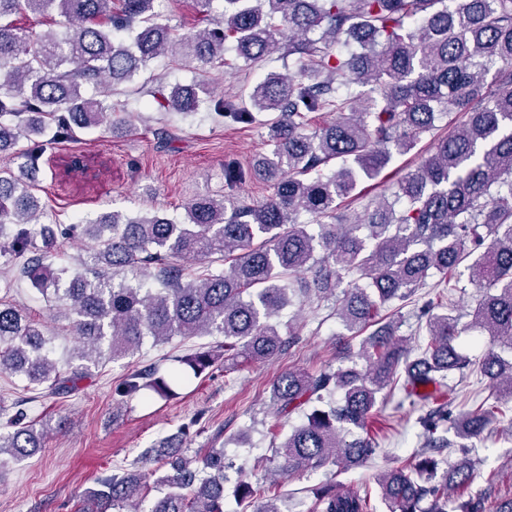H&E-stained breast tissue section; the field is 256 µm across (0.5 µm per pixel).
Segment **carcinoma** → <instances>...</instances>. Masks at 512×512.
I'll list each match as a JSON object with an SVG mask.
<instances>
[{"mask_svg":"<svg viewBox=\"0 0 512 512\" xmlns=\"http://www.w3.org/2000/svg\"><path fill=\"white\" fill-rule=\"evenodd\" d=\"M215 1L218 18L211 17ZM154 2L0 0V153L21 159L0 171V264L71 318L79 336L72 350L79 364L61 368L39 324L0 300V372L23 374L31 390L44 385L50 395H67L104 363L135 358L145 340L158 345L175 336L220 338L182 359L196 375L221 351L234 368L266 361L286 345L279 316L299 293L318 303L336 299L345 327L368 333L357 352L366 368L277 378L273 400L286 418L339 394L279 444L280 477L371 457V439L348 442L344 434L367 428L388 387L425 408L418 423L426 447H449L450 423L464 439L480 436L500 420L498 402L475 400L454 415L449 380L476 369L512 395V359L493 348L475 365L463 356L457 319L441 295L417 312L428 339L415 351L381 312L437 275L452 295L464 264L483 290L472 326L512 350V0H191L206 26L187 36L163 22ZM50 8L64 31L34 35L12 19ZM228 50L248 68L277 53L284 62L295 58L298 70L271 71L227 98L214 95L204 76L148 93L160 112L206 106L237 124L277 113L267 123L269 150L253 165L274 192L259 203L239 197L245 171L228 164L224 195L189 200L181 219L114 211L70 225L87 243L86 257L78 268L53 264L57 234L41 223L32 193L46 131L66 141L78 129H121L130 121L117 118L116 86L135 82L161 57L201 68L221 60L232 69ZM360 84L370 91L357 99L345 93ZM315 112L335 118L315 125ZM453 112L464 120L435 134L438 117ZM428 137L429 154L387 185L390 195L374 209L336 215L358 199L362 181L377 179L394 156ZM21 140L26 148L17 151ZM215 259L228 267L211 269ZM345 277L351 284L338 299ZM146 390L166 398L171 386L152 368L132 367L117 395L126 401ZM47 429L17 412L0 428V462L35 454ZM188 452L169 438L138 456L141 464L155 454L170 465L155 479L160 495L149 508L146 475L123 472L98 479L85 512H224V449ZM438 465L424 456L411 470L381 473L389 512H483L479 500L448 498V487L471 481L470 459L440 479ZM371 510L368 490L317 493L316 512Z\"/></svg>","mask_w":512,"mask_h":512,"instance_id":"obj_1","label":"carcinoma"}]
</instances>
